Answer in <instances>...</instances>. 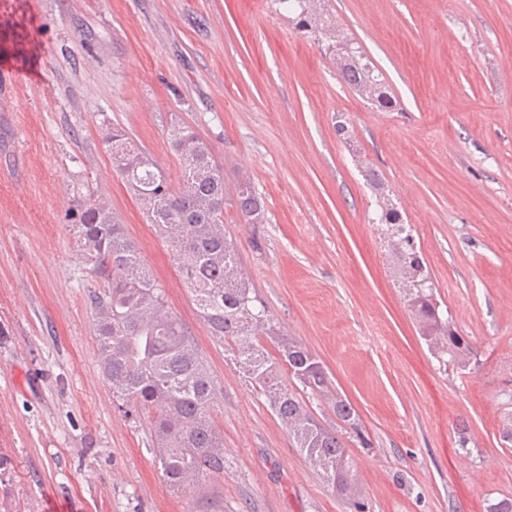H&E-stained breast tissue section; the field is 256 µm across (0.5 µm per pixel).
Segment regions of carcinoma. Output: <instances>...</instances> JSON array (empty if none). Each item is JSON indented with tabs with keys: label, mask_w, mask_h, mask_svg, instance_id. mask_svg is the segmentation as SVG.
Returning <instances> with one entry per match:
<instances>
[{
	"label": "carcinoma",
	"mask_w": 512,
	"mask_h": 512,
	"mask_svg": "<svg viewBox=\"0 0 512 512\" xmlns=\"http://www.w3.org/2000/svg\"><path fill=\"white\" fill-rule=\"evenodd\" d=\"M288 8L296 13L298 28L317 32L327 53L340 58L337 73L346 86L378 109H395L397 101L383 74L331 15L321 11L317 0H288ZM103 141L133 196L140 202L151 200L144 208L149 223L178 251L181 276L213 335L230 346L239 371L258 387L319 475L355 512H365L344 443L317 419L308 402L327 404L346 431L360 432L359 415L335 389L324 365L306 347L285 338L259 300L224 234V169L208 145L188 126L172 129L171 146L182 172V182L174 188L124 130H106ZM235 193L245 223H265L264 200L251 182L241 180ZM379 209V223L395 228L391 252L421 336L443 364L468 369L474 350L467 337L438 315L434 284L401 212L384 204ZM70 227L105 283L103 292L90 296V304L101 370L112 397L135 410L155 411L158 462L172 487L187 489L208 474L224 471V443L210 418L215 394L211 376L185 325L166 310L162 289L108 200L97 196L80 206ZM269 344L276 355L270 354ZM283 371L293 386L283 383Z\"/></svg>",
	"instance_id": "obj_1"
}]
</instances>
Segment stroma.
Listing matches in <instances>:
<instances>
[{"label":"stroma","instance_id":"obj_1","mask_svg":"<svg viewBox=\"0 0 512 512\" xmlns=\"http://www.w3.org/2000/svg\"><path fill=\"white\" fill-rule=\"evenodd\" d=\"M398 106L376 109L282 0H0V512H349L199 317L102 140L177 181L191 127L262 224L224 206L258 297L360 417L343 434L367 512H485L512 497V0H324ZM351 131L336 132L337 122ZM400 210L443 313L477 354L434 357L395 276L365 168ZM108 195L215 385L224 470L163 479L151 416L112 398L69 229ZM236 205L248 224L265 223V203L247 179L241 180L236 188Z\"/></svg>","mask_w":512,"mask_h":512}]
</instances>
